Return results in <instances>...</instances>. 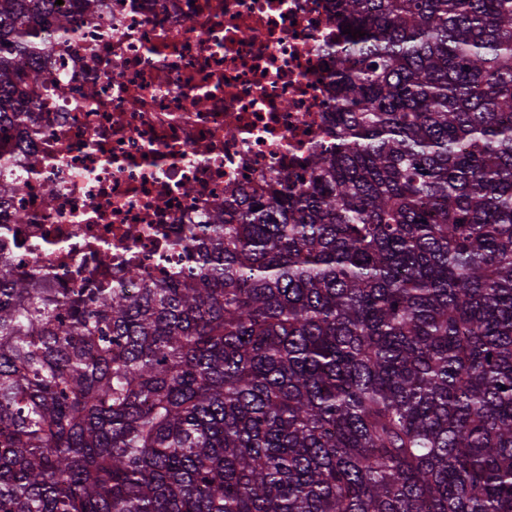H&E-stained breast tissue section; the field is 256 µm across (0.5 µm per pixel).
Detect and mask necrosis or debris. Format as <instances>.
Instances as JSON below:
<instances>
[{
  "mask_svg": "<svg viewBox=\"0 0 512 512\" xmlns=\"http://www.w3.org/2000/svg\"><path fill=\"white\" fill-rule=\"evenodd\" d=\"M331 0H64L57 81L13 130L0 251L45 288L171 281L225 195L305 176L334 108ZM93 97H86V88ZM26 222L12 224L14 210Z\"/></svg>",
  "mask_w": 512,
  "mask_h": 512,
  "instance_id": "obj_1",
  "label": "necrosis or debris"
}]
</instances>
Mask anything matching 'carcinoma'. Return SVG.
<instances>
[{"label":"carcinoma","mask_w":512,"mask_h":512,"mask_svg":"<svg viewBox=\"0 0 512 512\" xmlns=\"http://www.w3.org/2000/svg\"><path fill=\"white\" fill-rule=\"evenodd\" d=\"M335 2L329 140L184 278L63 300L0 260V512H512V0ZM47 14L0 0V126L55 82Z\"/></svg>","instance_id":"1"}]
</instances>
